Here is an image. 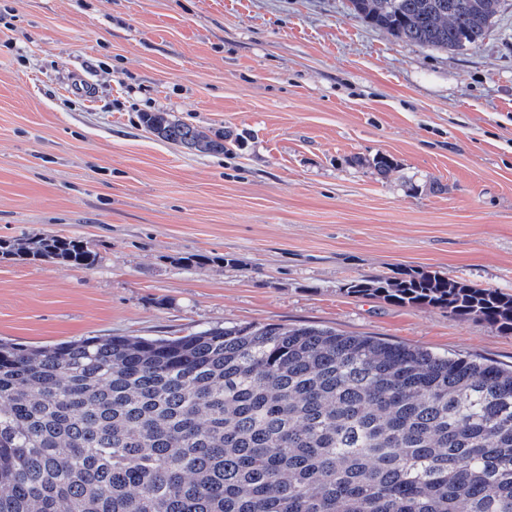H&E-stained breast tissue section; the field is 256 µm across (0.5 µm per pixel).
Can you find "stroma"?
<instances>
[{
    "mask_svg": "<svg viewBox=\"0 0 512 512\" xmlns=\"http://www.w3.org/2000/svg\"><path fill=\"white\" fill-rule=\"evenodd\" d=\"M347 5L0 0V238L97 254L0 261V339L278 323L512 368V334L347 291L412 269L512 293V0L448 52ZM144 112L228 149L160 141ZM49 260L64 267H91L96 254L76 237L45 235L35 240L0 239V260Z\"/></svg>",
    "mask_w": 512,
    "mask_h": 512,
    "instance_id": "obj_1",
    "label": "stroma"
}]
</instances>
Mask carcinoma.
<instances>
[{"instance_id":"1","label":"carcinoma","mask_w":512,"mask_h":512,"mask_svg":"<svg viewBox=\"0 0 512 512\" xmlns=\"http://www.w3.org/2000/svg\"><path fill=\"white\" fill-rule=\"evenodd\" d=\"M500 0H349L397 39L455 51ZM159 139L224 152L164 112ZM91 267L76 237L0 239V260ZM348 291L512 333V294L439 273ZM0 512H512V370L277 323L184 336L0 340Z\"/></svg>"}]
</instances>
